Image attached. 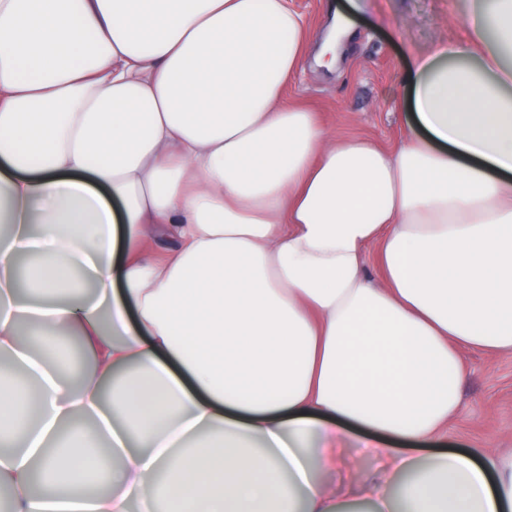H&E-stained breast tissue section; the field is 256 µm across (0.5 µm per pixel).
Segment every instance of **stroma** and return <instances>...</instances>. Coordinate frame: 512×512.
Masks as SVG:
<instances>
[{"label": "stroma", "instance_id": "obj_1", "mask_svg": "<svg viewBox=\"0 0 512 512\" xmlns=\"http://www.w3.org/2000/svg\"><path fill=\"white\" fill-rule=\"evenodd\" d=\"M474 0H359L357 35L338 69L306 59L288 98L332 137H361L395 147L403 132L392 96L410 55L453 41ZM461 407L437 441L440 449L472 452L512 448V355L466 351Z\"/></svg>", "mask_w": 512, "mask_h": 512}]
</instances>
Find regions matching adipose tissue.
<instances>
[{
    "label": "adipose tissue",
    "mask_w": 512,
    "mask_h": 512,
    "mask_svg": "<svg viewBox=\"0 0 512 512\" xmlns=\"http://www.w3.org/2000/svg\"><path fill=\"white\" fill-rule=\"evenodd\" d=\"M308 51L288 0H0L14 512H340V466L372 512H512V453L366 473L335 429L433 444L462 351L512 354V0L411 61L391 150L289 103Z\"/></svg>",
    "instance_id": "adipose-tissue-1"
}]
</instances>
